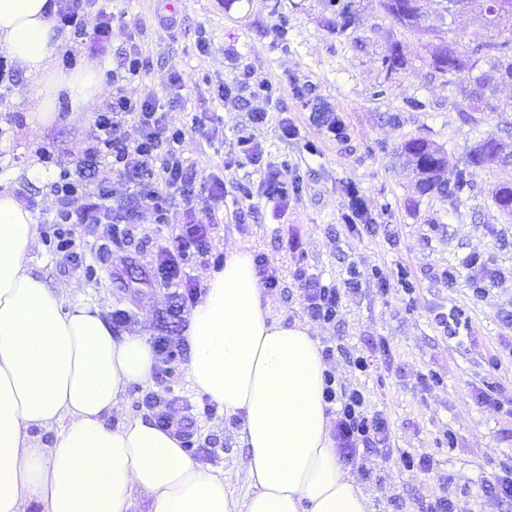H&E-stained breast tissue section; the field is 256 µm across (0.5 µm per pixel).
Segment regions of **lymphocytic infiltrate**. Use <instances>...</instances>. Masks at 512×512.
I'll use <instances>...</instances> for the list:
<instances>
[{
	"mask_svg": "<svg viewBox=\"0 0 512 512\" xmlns=\"http://www.w3.org/2000/svg\"><path fill=\"white\" fill-rule=\"evenodd\" d=\"M85 0H52L49 16L58 30L70 29L81 37L91 53H98L112 34V15L99 11L93 28H85ZM144 67L141 54L131 53L121 71L113 73L115 91L95 118L96 134L92 142L75 156V167L60 171L51 185L56 208L50 220V240L73 270L84 268V254L76 243V229L85 224L98 229L99 240L109 242L120 234L121 225L134 224L140 207H149L158 224L168 220L170 199L180 198L188 216L176 228L172 244L156 253L155 269L161 282L170 289L168 311L183 319L203 294L198 281L188 271L197 256L211 250V218L217 217L224 202V179L212 176L205 193H198L195 179L185 164L179 146L185 137L182 128L166 121L165 104L158 97L142 93L134 83ZM133 123L139 136L129 139L124 127ZM109 163L124 181L125 196L113 198L106 182H92L91 173L98 163ZM205 206L210 217L196 219L198 206ZM358 281L348 278L345 288L355 289ZM301 287L310 319L330 323L339 311L341 291L322 279L305 276ZM333 374H326L324 398L336 405V447L342 462L357 465L368 453L386 454L391 450V430L380 412L370 410L363 392L352 389L337 392ZM176 399L153 391L143 399L157 426H176L185 447H193V420L176 417Z\"/></svg>",
	"mask_w": 512,
	"mask_h": 512,
	"instance_id": "lymphocytic-infiltrate-1",
	"label": "lymphocytic infiltrate"
}]
</instances>
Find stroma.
<instances>
[{
  "label": "stroma",
  "mask_w": 512,
  "mask_h": 512,
  "mask_svg": "<svg viewBox=\"0 0 512 512\" xmlns=\"http://www.w3.org/2000/svg\"><path fill=\"white\" fill-rule=\"evenodd\" d=\"M167 0H96L85 14L93 28L99 9L112 14V37L103 53L90 56L72 30H64L55 59L68 72L96 58L102 71H116L129 52L146 61L137 86L166 98L172 70L184 88L167 117L185 128L180 151L204 183L224 178V213L213 231L217 251L247 247L274 270L278 285L265 289L270 315L286 323H309L320 346H341L327 368L339 388H361L373 410L391 429L390 455L372 454L354 479L371 496L373 512H430L439 497L460 500L468 512H512L482 489L487 476L512 471V220L491 200L493 185L512 181V167L479 172L476 186L456 204L419 195L414 174L395 151L413 137L443 145L461 160L470 126L448 105V88L432 74L433 45L487 36L474 11L440 13L434 0H421L429 33L404 29L388 16L380 0H354L360 24L348 36L329 22L326 0H177V24L159 25ZM398 41L406 67L385 78L379 58L387 41ZM252 83H269L272 99L242 91L236 103L217 99L219 84L234 85L242 70ZM315 86L310 98L297 85ZM384 96H375L377 85ZM35 89L23 73L10 85L8 108L0 112V180L20 202L35 201V216L55 209L50 184L73 154L92 142L95 115L60 106L54 122L34 127ZM428 101L426 111H408L410 98ZM266 111L265 124L251 121ZM400 112L399 125L389 113ZM337 116L346 137L331 133L319 113ZM293 133L282 136V124ZM253 133L264 148L260 163L239 159L240 130ZM55 149L54 163L38 149ZM279 170L293 185L287 207L262 196L266 170ZM359 217H352V210ZM184 221L172 206L169 221L156 224L151 210H140L134 235L115 241L101 259L93 237H82L94 280L72 271L42 240H35L34 271L54 288L77 285L97 300L104 314L124 309L127 330L151 336L166 333L169 289L153 276L154 255L170 245ZM484 261L493 280L475 295L463 265L471 254ZM360 273L357 290L345 291L351 270ZM315 274L342 287L335 321H309L297 271ZM454 279H447V271ZM365 356L367 372L351 360ZM170 388L196 411V442L207 447L203 466L229 472L235 496L248 491L246 450L239 440L241 419L216 411L202 414L204 397L186 376L184 362L150 387H132L108 418L110 425L145 416L147 389ZM408 452L431 459V473L404 471Z\"/></svg>",
  "instance_id": "35a3bbf8"
}]
</instances>
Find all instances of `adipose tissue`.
Segmentation results:
<instances>
[{
  "mask_svg": "<svg viewBox=\"0 0 512 512\" xmlns=\"http://www.w3.org/2000/svg\"><path fill=\"white\" fill-rule=\"evenodd\" d=\"M50 0H0V48L36 84L34 120L56 105L89 111L104 91L99 66L64 73ZM32 213L0 189V512H370L341 465L323 398L319 342L309 326L270 319L249 250L210 272L190 311L187 378L225 414L241 418L251 491L234 497L225 473L202 467L174 432L141 417L105 418L127 391L151 382L149 336L115 335L97 302L51 288L31 267ZM59 425L52 447L30 428Z\"/></svg>",
  "mask_w": 512,
  "mask_h": 512,
  "instance_id": "ef3b65f1",
  "label": "adipose tissue"
}]
</instances>
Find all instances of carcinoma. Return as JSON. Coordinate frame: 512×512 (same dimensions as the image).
I'll use <instances>...</instances> for the list:
<instances>
[{"label": "carcinoma", "instance_id": "cac0c4a2", "mask_svg": "<svg viewBox=\"0 0 512 512\" xmlns=\"http://www.w3.org/2000/svg\"><path fill=\"white\" fill-rule=\"evenodd\" d=\"M421 0H414L412 16L408 21L396 19L402 27L411 31H422L424 14ZM479 9L488 15L487 25L493 29L512 20V0H476ZM332 10L331 22L340 33L346 32L356 24V12L349 0H328ZM385 79L404 69L406 60L400 53L398 42L392 41L380 58ZM429 67L433 73L446 79L453 86L472 71L480 74L473 76V87L464 93L465 100L448 97V105L459 112H497L499 107L488 101L499 85L512 83V38H477L472 40L465 53H460L453 44L436 45L432 48ZM397 151L406 157L413 166L415 186L422 195L437 194L454 203L474 187L477 170L491 166H507L512 152L505 150L503 143L489 134L480 137L463 157V167L458 169L455 178L445 177L449 166L448 152L438 144L422 137L404 140ZM494 205L503 215L512 218V182H500L491 190Z\"/></svg>", "mask_w": 512, "mask_h": 512}]
</instances>
